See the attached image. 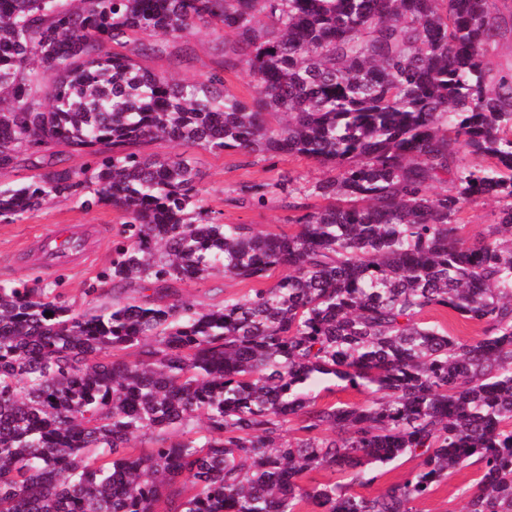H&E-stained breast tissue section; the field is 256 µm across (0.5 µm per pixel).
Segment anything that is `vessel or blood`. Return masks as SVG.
<instances>
[{
	"label": "vessel or blood",
	"instance_id": "obj_1",
	"mask_svg": "<svg viewBox=\"0 0 512 512\" xmlns=\"http://www.w3.org/2000/svg\"><path fill=\"white\" fill-rule=\"evenodd\" d=\"M89 256L86 238L64 234L55 228L36 237L21 253L24 262L35 264L38 270L47 274L84 262Z\"/></svg>",
	"mask_w": 512,
	"mask_h": 512
}]
</instances>
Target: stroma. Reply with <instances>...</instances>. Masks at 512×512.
Listing matches in <instances>:
<instances>
[{
    "label": "stroma",
    "instance_id": "1",
    "mask_svg": "<svg viewBox=\"0 0 512 512\" xmlns=\"http://www.w3.org/2000/svg\"><path fill=\"white\" fill-rule=\"evenodd\" d=\"M224 57V32L210 26L197 27L185 38L162 44L161 52L140 58L142 67L159 75L202 78L214 70ZM142 153L159 157H191L200 174L205 206L226 224H250L265 233L294 234L298 225L289 223L288 210L278 200L254 207L238 203L239 188L246 182H273L280 176L291 177L297 185H307L323 178L326 169L319 162L296 156L256 157L239 151L212 153L203 147L156 139L142 145ZM76 228L98 225L103 234L97 242L96 255L89 266L68 267L52 275L25 268L18 260L20 250L37 232L52 226ZM121 228L120 214L109 206L83 210L73 200L59 199L42 210L26 214L8 223L0 221V282L24 279L60 289L77 309L99 306L113 298L112 286L101 274L112 264V239ZM247 285L221 274L200 284L181 286L182 297L202 306L222 303L224 298L245 292ZM477 467L471 466L449 476L431 496L417 502V512H460L456 497L458 487L475 484Z\"/></svg>",
    "mask_w": 512,
    "mask_h": 512
}]
</instances>
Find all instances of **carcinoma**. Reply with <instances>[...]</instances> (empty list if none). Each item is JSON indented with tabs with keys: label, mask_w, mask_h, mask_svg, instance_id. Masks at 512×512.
<instances>
[{
	"label": "carcinoma",
	"mask_w": 512,
	"mask_h": 512,
	"mask_svg": "<svg viewBox=\"0 0 512 512\" xmlns=\"http://www.w3.org/2000/svg\"><path fill=\"white\" fill-rule=\"evenodd\" d=\"M200 23L225 34L203 79L106 47L140 34L145 56ZM510 36L512 0H0V176L38 170L0 186V221L110 205L104 278L172 298L77 313L0 284V512H414L471 465L460 512H512V67L490 62ZM238 70L247 101L225 86ZM158 138L329 172L241 185L300 227L264 234L214 221L191 159L142 154ZM484 198L496 223L461 237ZM216 272L251 288L208 309L172 288ZM437 307L481 335L419 322ZM329 379L373 398L319 405ZM404 455L416 471L374 497L304 484H370Z\"/></svg>",
	"instance_id": "carcinoma-1"
}]
</instances>
